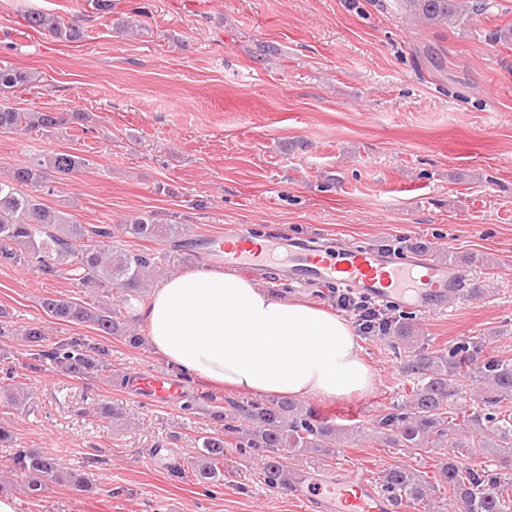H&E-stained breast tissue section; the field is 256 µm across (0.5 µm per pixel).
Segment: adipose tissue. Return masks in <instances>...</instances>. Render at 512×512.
I'll use <instances>...</instances> for the list:
<instances>
[{
  "instance_id": "adipose-tissue-1",
  "label": "adipose tissue",
  "mask_w": 512,
  "mask_h": 512,
  "mask_svg": "<svg viewBox=\"0 0 512 512\" xmlns=\"http://www.w3.org/2000/svg\"><path fill=\"white\" fill-rule=\"evenodd\" d=\"M135 312L169 367L210 385L323 399L375 386L346 320L301 299L281 301L231 268L170 276Z\"/></svg>"
}]
</instances>
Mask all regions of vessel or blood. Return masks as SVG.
<instances>
[{"instance_id":"obj_1","label":"vessel or blood","mask_w":512,"mask_h":512,"mask_svg":"<svg viewBox=\"0 0 512 512\" xmlns=\"http://www.w3.org/2000/svg\"><path fill=\"white\" fill-rule=\"evenodd\" d=\"M210 257L223 259L252 275H278L299 287L336 286L377 301L395 300L424 314L447 310L469 281L463 267L433 262L423 254L403 257L369 247L339 248L308 237L278 238L256 247L246 229H231L214 238ZM135 400L176 407L182 395L178 384L164 375L139 370L127 380ZM289 494L307 512H394L387 495L366 473L336 469L321 475L297 474Z\"/></svg>"}]
</instances>
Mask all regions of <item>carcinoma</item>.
<instances>
[{"instance_id":"obj_1","label":"carcinoma","mask_w":512,"mask_h":512,"mask_svg":"<svg viewBox=\"0 0 512 512\" xmlns=\"http://www.w3.org/2000/svg\"><path fill=\"white\" fill-rule=\"evenodd\" d=\"M401 12L410 19L431 25L467 23L487 9L484 0H399ZM29 28L63 42H77L83 31L76 24L42 11L26 17ZM32 82L30 73L0 67V93ZM83 121L80 112H19L0 103V132L42 129L48 131L69 120ZM90 165L88 159L68 151H51L30 165L15 168L9 180L0 179V261H12L23 250L40 270L48 275L64 271L83 288L108 287L126 296H140L150 274L168 262L165 253L117 251L112 247V226L76 224L65 214L41 202L36 192L47 176L63 178ZM31 187L29 193L22 187ZM118 229L140 239L174 240L182 227L159 219L152 213L140 215ZM43 308L58 320L92 325L104 335L125 336L137 345L141 337L122 311L105 304L82 300L47 298ZM387 337L407 355L404 372L413 377L412 387L400 404L379 414L373 424L375 433L385 437L391 448H469L476 453L485 448L512 446V363L488 357L483 344L462 340L436 355L420 347L412 318L395 316L390 320ZM33 351V360L48 363L64 374L103 376L107 372V352L80 336L64 337L44 344L43 331L32 326L24 331ZM8 399L19 408L26 406L30 392L24 384L7 389ZM480 403V410L456 422L458 401L467 396ZM224 431L236 436L238 448L260 450L262 475L270 488L284 487L290 471L285 452L317 453L334 448L342 428L315 419L313 413L291 397L265 402L226 400ZM224 438H204L194 463L198 482L215 484L224 478ZM512 463L507 456L490 466L466 464L455 453L448 454L439 467L440 483L448 486L456 512H509L512 506L500 491L499 467ZM14 464L23 475L24 486L31 493L45 486L69 483L86 491L93 488L89 474L64 471L55 460L35 450L22 448L15 453ZM380 487L396 503L421 502L433 508V485L418 471L397 466L383 471Z\"/></svg>"}]
</instances>
